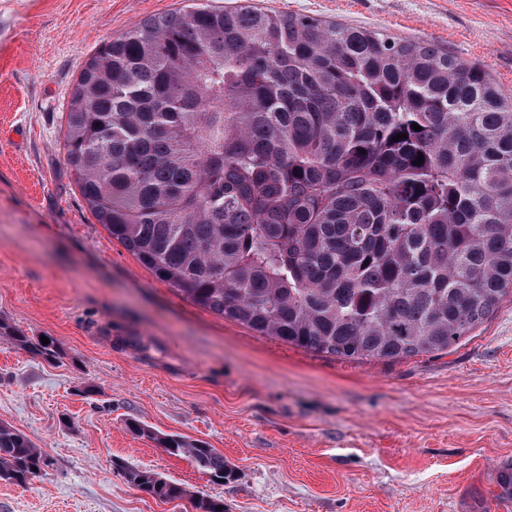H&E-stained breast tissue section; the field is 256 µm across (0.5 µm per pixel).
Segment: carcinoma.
I'll return each mask as SVG.
<instances>
[{
	"instance_id": "1",
	"label": "carcinoma",
	"mask_w": 512,
	"mask_h": 512,
	"mask_svg": "<svg viewBox=\"0 0 512 512\" xmlns=\"http://www.w3.org/2000/svg\"><path fill=\"white\" fill-rule=\"evenodd\" d=\"M63 149L98 223L155 277L308 352H446L512 292V95L430 42L255 9L148 18L87 61ZM0 336L60 357L5 320ZM132 428L231 475L203 441ZM49 465L0 424L1 481ZM118 467L155 499L224 512Z\"/></svg>"
}]
</instances>
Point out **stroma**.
I'll return each mask as SVG.
<instances>
[{"label": "stroma", "instance_id": "35a3bbf8", "mask_svg": "<svg viewBox=\"0 0 512 512\" xmlns=\"http://www.w3.org/2000/svg\"><path fill=\"white\" fill-rule=\"evenodd\" d=\"M231 0H0V423L51 464L0 481V512H192L131 486L128 462L224 512H498L512 499V295L448 352L345 361L178 295L98 224L62 146L87 60L151 16ZM428 40L512 94V0H255ZM93 386L85 394V386ZM152 430L136 434L133 424ZM163 434L223 453L211 482ZM0 336L9 339L15 345L30 354L40 356L47 361H53L60 356V352L53 340L49 339V343L43 345L41 338L35 339L27 336L24 331L13 326L6 320H0Z\"/></svg>", "mask_w": 512, "mask_h": 512}]
</instances>
